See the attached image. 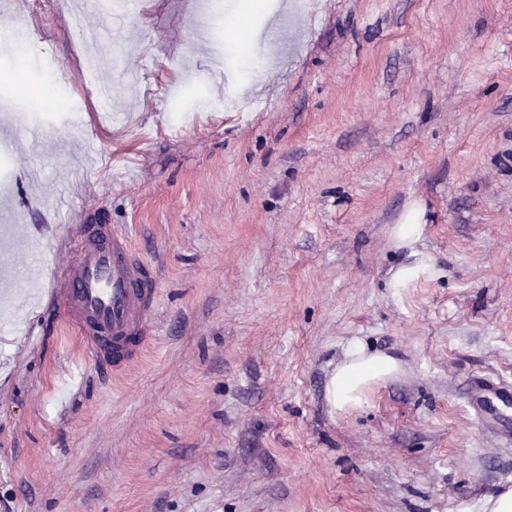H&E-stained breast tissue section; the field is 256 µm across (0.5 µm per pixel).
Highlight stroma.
<instances>
[{"label": "stroma", "instance_id": "stroma-1", "mask_svg": "<svg viewBox=\"0 0 512 512\" xmlns=\"http://www.w3.org/2000/svg\"><path fill=\"white\" fill-rule=\"evenodd\" d=\"M199 3L0 0L22 36L0 512H467L512 488V399L478 386L512 385V0H223L226 28ZM91 217L156 275L118 373L43 295ZM357 342L401 367L339 413Z\"/></svg>", "mask_w": 512, "mask_h": 512}]
</instances>
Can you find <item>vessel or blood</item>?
<instances>
[{
	"label": "vessel or blood",
	"mask_w": 512,
	"mask_h": 512,
	"mask_svg": "<svg viewBox=\"0 0 512 512\" xmlns=\"http://www.w3.org/2000/svg\"><path fill=\"white\" fill-rule=\"evenodd\" d=\"M77 260L49 275L50 300L62 309L97 363L120 370L147 339L156 282L127 235L108 224L80 225Z\"/></svg>",
	"instance_id": "obj_1"
}]
</instances>
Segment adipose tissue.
Instances as JSON below:
<instances>
[{
	"label": "adipose tissue",
	"instance_id": "adipose-tissue-1",
	"mask_svg": "<svg viewBox=\"0 0 512 512\" xmlns=\"http://www.w3.org/2000/svg\"><path fill=\"white\" fill-rule=\"evenodd\" d=\"M398 369L395 356L353 346L326 385L327 400L336 411H348L360 403L372 385L391 377Z\"/></svg>",
	"mask_w": 512,
	"mask_h": 512
}]
</instances>
